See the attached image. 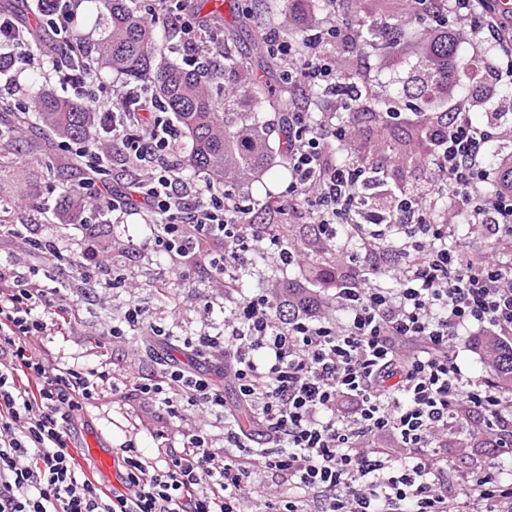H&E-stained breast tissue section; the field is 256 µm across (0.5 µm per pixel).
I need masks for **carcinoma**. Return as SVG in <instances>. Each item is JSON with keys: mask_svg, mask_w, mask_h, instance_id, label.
I'll return each instance as SVG.
<instances>
[{"mask_svg": "<svg viewBox=\"0 0 512 512\" xmlns=\"http://www.w3.org/2000/svg\"><path fill=\"white\" fill-rule=\"evenodd\" d=\"M97 5V17L104 35L86 46L87 53L98 66L117 71L128 80L143 87L159 100L164 111L172 114L187 133L190 147L182 166L206 172L217 182L242 179L272 168L276 157H285L288 139L278 141L272 148L267 133L259 124L255 108L277 107L273 85L250 76V64L230 55L224 56V73L240 83V87L224 88L216 65L206 59L195 70L182 67L172 56L169 47L156 40L152 25L139 14L138 0H92ZM269 8L292 21L284 35L299 40L302 29L297 27L303 10L302 0H267ZM378 12L384 18L380 38L389 48L397 46L402 17L406 15V0H375ZM474 41L468 31H450L439 28L427 41L416 61L408 64L407 80L403 84L404 97L375 95L370 79L357 71L344 75L361 85L363 97L353 107H370L380 120L398 112L401 107L420 116L415 135L407 144L384 141L357 154L356 159L367 168L374 166V152L388 149L402 161L416 159L423 144L428 141L426 122L438 112L448 111V88L457 91L458 99L467 105L480 106V121L501 130L490 143L488 159L500 168V181L512 187V81L489 96L482 95L484 83L492 76L481 69V56L460 55L461 46ZM27 94L37 106L41 129L50 131L62 141H89V134L97 119L89 107L75 98L47 88L37 78L27 83ZM282 237L309 255L312 262L310 283L322 288L338 284L330 276L334 247L327 244L316 247L293 237L291 226H277ZM309 287L288 284V308H308L314 304ZM469 342L478 350L482 362L491 373V380L504 392L512 394V339L504 340L488 334L474 336Z\"/></svg>", "mask_w": 512, "mask_h": 512, "instance_id": "carcinoma-1", "label": "carcinoma"}]
</instances>
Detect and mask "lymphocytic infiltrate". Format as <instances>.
<instances>
[{"label":"lymphocytic infiltrate","mask_w":512,"mask_h":512,"mask_svg":"<svg viewBox=\"0 0 512 512\" xmlns=\"http://www.w3.org/2000/svg\"><path fill=\"white\" fill-rule=\"evenodd\" d=\"M493 2L410 0L408 16L452 14L488 47L512 56V13ZM80 6L57 0L46 19L65 37L48 67L30 48L25 24L0 15V76L7 78L0 104L32 112L29 98L11 86L21 67L43 70L46 82L89 104L112 151H75L85 168L76 189L86 205L83 221L119 224L139 216L150 234L127 251L164 255L163 280L183 285L198 251L211 246L210 278L219 287L203 296L186 341L207 353L224 383L170 367L161 382L135 380L129 390L108 393L98 368L49 363L39 343L90 303L108 265L83 243L76 262L87 287L75 297L48 282L63 259L58 244L36 249L31 266L0 262V512H472L476 504L481 512H512V481L496 475L498 458L512 456V401L465 376L453 356L471 329L512 334V252L471 250L451 215L465 208L489 242L512 236V190L484 191L496 179L487 161L494 130L449 100L427 132L436 147L434 177L417 191L394 189L392 208H381L383 188L353 162L354 132L336 112L362 96L336 63L337 45L352 36L336 0H322L320 15L304 19L302 40L271 28V55L286 77L284 194L291 207L306 204L316 236L341 256L338 288L304 317L289 312L281 288L268 280L269 271L302 261L273 230L282 212L251 223L232 185L202 172L182 176L171 159L177 129L160 108H145L142 87L105 90L100 70L80 50ZM149 16L174 30L180 55L202 52L197 24L177 0H154ZM110 165L139 176L114 182ZM259 253L269 267L256 270L257 287L242 294L235 272ZM217 311L219 323L212 319ZM172 331L132 304L102 337L134 346ZM226 385L234 403L224 397ZM129 392L169 418L201 407L206 420L152 456L123 442L120 485L111 490L85 474L72 441L85 412L105 396L118 401ZM238 404L251 409V430L238 424ZM471 417L482 420L494 453L477 450L459 466L448 456V436Z\"/></svg>","instance_id":"obj_1"}]
</instances>
